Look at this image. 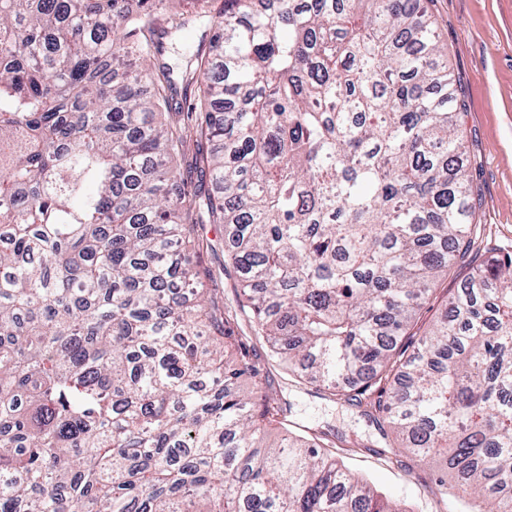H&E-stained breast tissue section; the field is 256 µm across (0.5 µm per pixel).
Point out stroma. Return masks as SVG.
<instances>
[{"mask_svg": "<svg viewBox=\"0 0 512 512\" xmlns=\"http://www.w3.org/2000/svg\"><path fill=\"white\" fill-rule=\"evenodd\" d=\"M441 39L448 44V65L465 109L459 115L477 194L476 217L486 226L485 244L512 249V0H427ZM212 244L202 262L210 268L225 300H234L236 279L226 266L224 227L200 225ZM467 269L456 266L436 282L420 313L416 332L437 321ZM291 417L298 423L327 425L356 443L345 466L373 482L409 512H462L456 502L442 503L434 493L432 466L397 461L395 449L381 447L374 428L346 404L287 387Z\"/></svg>", "mask_w": 512, "mask_h": 512, "instance_id": "1", "label": "stroma"}]
</instances>
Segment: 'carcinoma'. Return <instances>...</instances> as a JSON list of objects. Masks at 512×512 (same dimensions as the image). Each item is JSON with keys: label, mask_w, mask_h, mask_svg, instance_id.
I'll use <instances>...</instances> for the list:
<instances>
[{"label": "carcinoma", "mask_w": 512, "mask_h": 512, "mask_svg": "<svg viewBox=\"0 0 512 512\" xmlns=\"http://www.w3.org/2000/svg\"><path fill=\"white\" fill-rule=\"evenodd\" d=\"M211 2L0 0V512H409L272 366L512 512V252L402 347L482 230L425 0ZM168 28L200 32L185 112ZM188 154L204 195L172 193ZM198 224L233 304L175 259ZM200 235L206 237L213 246V251L204 253L202 262L210 268L217 286L224 291V301H234L236 294V279L229 265L226 266L224 257L225 239L224 225L222 224H200L198 228ZM225 268V269H224Z\"/></svg>", "instance_id": "obj_1"}]
</instances>
